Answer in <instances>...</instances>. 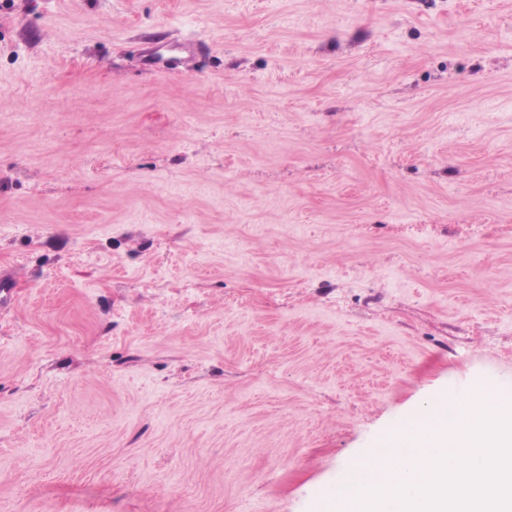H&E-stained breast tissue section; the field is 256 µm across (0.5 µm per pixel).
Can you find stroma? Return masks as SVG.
Segmentation results:
<instances>
[{
    "label": "stroma",
    "instance_id": "1",
    "mask_svg": "<svg viewBox=\"0 0 512 512\" xmlns=\"http://www.w3.org/2000/svg\"><path fill=\"white\" fill-rule=\"evenodd\" d=\"M0 512H314L512 386V0H0Z\"/></svg>",
    "mask_w": 512,
    "mask_h": 512
}]
</instances>
